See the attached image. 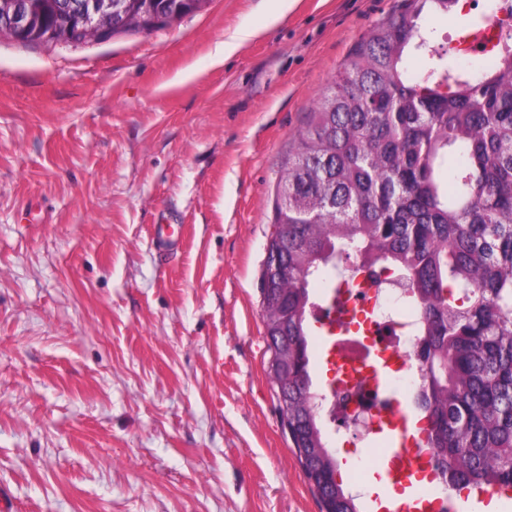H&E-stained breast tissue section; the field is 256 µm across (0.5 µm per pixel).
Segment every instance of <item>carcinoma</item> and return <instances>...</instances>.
I'll list each match as a JSON object with an SVG mask.
<instances>
[{
	"label": "carcinoma",
	"mask_w": 512,
	"mask_h": 512,
	"mask_svg": "<svg viewBox=\"0 0 512 512\" xmlns=\"http://www.w3.org/2000/svg\"><path fill=\"white\" fill-rule=\"evenodd\" d=\"M168 26L207 0H128ZM457 0H402L319 95L281 176L265 264L269 378L282 381L291 447L321 512H362L340 478L311 375L310 285L330 294L364 271L391 273L420 313L422 389L431 462L455 490L512 491V44L474 75L419 19ZM78 0H18L51 44ZM416 52L424 67L412 73Z\"/></svg>",
	"instance_id": "obj_1"
}]
</instances>
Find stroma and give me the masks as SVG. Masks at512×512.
<instances>
[{
  "label": "stroma",
  "mask_w": 512,
  "mask_h": 512,
  "mask_svg": "<svg viewBox=\"0 0 512 512\" xmlns=\"http://www.w3.org/2000/svg\"><path fill=\"white\" fill-rule=\"evenodd\" d=\"M400 2L210 0L78 48L0 37L14 512H321L280 426L260 279L312 101ZM472 19L458 2L420 23L449 48Z\"/></svg>",
  "instance_id": "stroma-1"
}]
</instances>
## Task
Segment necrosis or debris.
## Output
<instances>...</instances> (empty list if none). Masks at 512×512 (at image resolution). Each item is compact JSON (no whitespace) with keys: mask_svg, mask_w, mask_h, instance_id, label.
Wrapping results in <instances>:
<instances>
[{"mask_svg":"<svg viewBox=\"0 0 512 512\" xmlns=\"http://www.w3.org/2000/svg\"><path fill=\"white\" fill-rule=\"evenodd\" d=\"M511 37L512 0H498L490 22L469 33L458 52L465 63L479 64ZM333 311L341 354L328 389V417L341 429L353 417L364 418L366 428L353 430L352 436L372 448L377 443L378 420L390 415L397 400L389 390L376 386L367 365L376 356L395 364L393 384L408 399L418 397L422 384L418 312L404 290L387 280L347 284Z\"/></svg>","mask_w":512,"mask_h":512,"instance_id":"necrosis-or-debris-1","label":"necrosis or debris"}]
</instances>
